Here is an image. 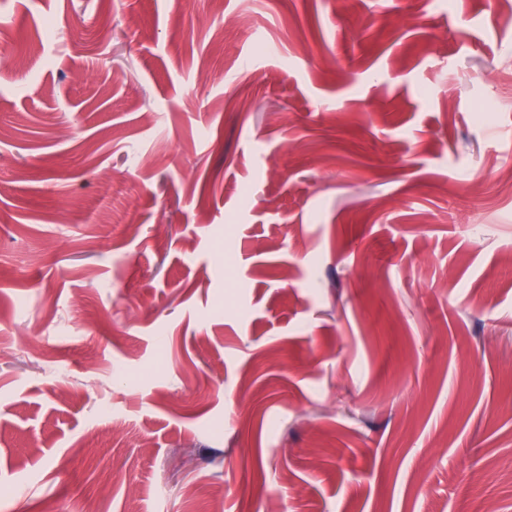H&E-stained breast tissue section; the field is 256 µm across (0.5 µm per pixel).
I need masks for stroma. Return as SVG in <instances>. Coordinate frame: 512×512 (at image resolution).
<instances>
[{"instance_id": "obj_1", "label": "stroma", "mask_w": 512, "mask_h": 512, "mask_svg": "<svg viewBox=\"0 0 512 512\" xmlns=\"http://www.w3.org/2000/svg\"><path fill=\"white\" fill-rule=\"evenodd\" d=\"M509 159L484 0H0V512H512Z\"/></svg>"}]
</instances>
